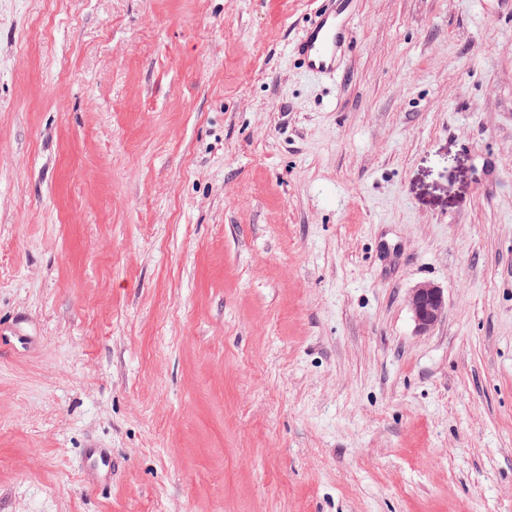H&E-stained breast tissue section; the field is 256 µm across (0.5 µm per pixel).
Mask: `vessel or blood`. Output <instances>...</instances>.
I'll list each match as a JSON object with an SVG mask.
<instances>
[{"mask_svg": "<svg viewBox=\"0 0 512 512\" xmlns=\"http://www.w3.org/2000/svg\"><path fill=\"white\" fill-rule=\"evenodd\" d=\"M351 0H321V8L304 36L294 43L297 65L312 74L335 73L347 48Z\"/></svg>", "mask_w": 512, "mask_h": 512, "instance_id": "obj_1", "label": "vessel or blood"}]
</instances>
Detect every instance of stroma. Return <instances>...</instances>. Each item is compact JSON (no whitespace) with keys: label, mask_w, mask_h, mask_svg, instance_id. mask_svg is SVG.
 I'll return each instance as SVG.
<instances>
[{"label":"stroma","mask_w":512,"mask_h":512,"mask_svg":"<svg viewBox=\"0 0 512 512\" xmlns=\"http://www.w3.org/2000/svg\"><path fill=\"white\" fill-rule=\"evenodd\" d=\"M318 8L0 0V512H512V0ZM352 0H321L316 19L292 47L297 65L312 74H333L347 48ZM406 300L416 330L422 334L428 333L436 326L447 307L442 288L431 282H421L411 288Z\"/></svg>","instance_id":"stroma-1"}]
</instances>
